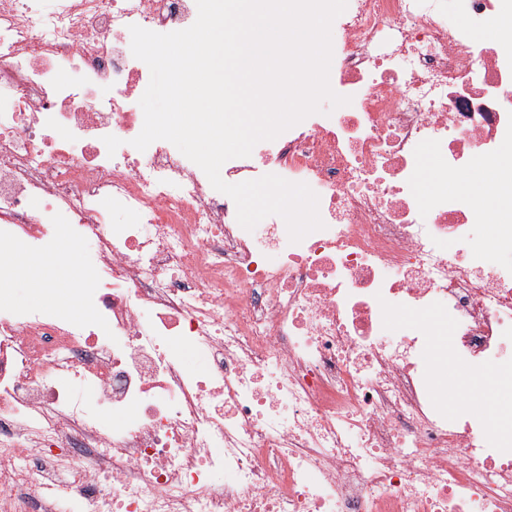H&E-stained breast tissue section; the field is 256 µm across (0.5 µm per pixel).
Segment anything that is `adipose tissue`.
Listing matches in <instances>:
<instances>
[{
  "label": "adipose tissue",
  "instance_id": "obj_1",
  "mask_svg": "<svg viewBox=\"0 0 512 512\" xmlns=\"http://www.w3.org/2000/svg\"><path fill=\"white\" fill-rule=\"evenodd\" d=\"M63 260L45 257L28 260L25 271L30 279L32 296L36 300H51L60 304L65 314L74 317H92L91 309L85 307L78 296L72 291L73 283L90 278L91 272L81 265L78 248L69 239H62Z\"/></svg>",
  "mask_w": 512,
  "mask_h": 512
}]
</instances>
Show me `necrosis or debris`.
Instances as JSON below:
<instances>
[{"label":"necrosis or debris","mask_w":512,"mask_h":512,"mask_svg":"<svg viewBox=\"0 0 512 512\" xmlns=\"http://www.w3.org/2000/svg\"><path fill=\"white\" fill-rule=\"evenodd\" d=\"M38 2L0 0V276L67 226L96 318L0 305V512H59L53 485L79 512H512V429L434 385L512 370V225L482 230L512 182L506 0H347L350 104L224 165L309 185L325 227L298 243L276 215L242 228L170 142L130 144L150 71L129 28H188L196 0ZM431 310L451 346L396 326Z\"/></svg>","instance_id":"1"}]
</instances>
